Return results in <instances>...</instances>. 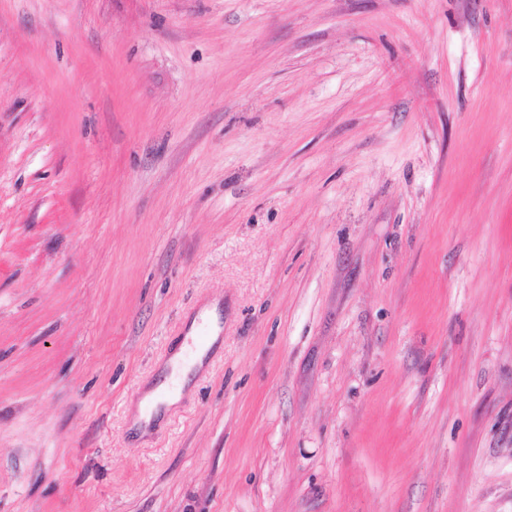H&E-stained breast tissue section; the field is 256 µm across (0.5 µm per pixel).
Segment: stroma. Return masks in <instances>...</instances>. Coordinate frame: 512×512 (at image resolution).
I'll use <instances>...</instances> for the list:
<instances>
[{
    "mask_svg": "<svg viewBox=\"0 0 512 512\" xmlns=\"http://www.w3.org/2000/svg\"><path fill=\"white\" fill-rule=\"evenodd\" d=\"M0 512H512V0H0ZM203 355V351H191L185 342L181 351L170 361L171 372L166 383L149 393L147 397L158 396V400L168 406L177 403L181 398L188 372L196 365L201 366Z\"/></svg>",
    "mask_w": 512,
    "mask_h": 512,
    "instance_id": "1",
    "label": "stroma"
}]
</instances>
